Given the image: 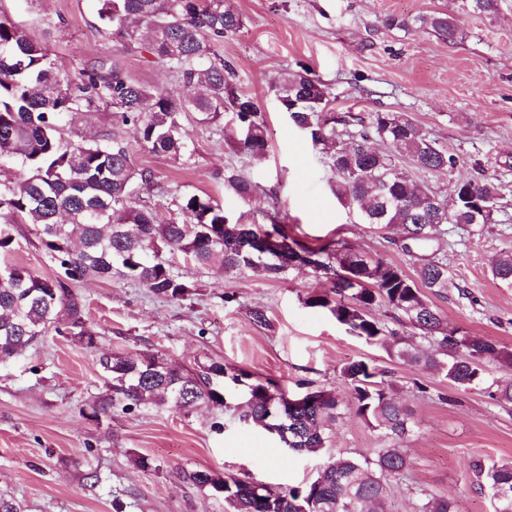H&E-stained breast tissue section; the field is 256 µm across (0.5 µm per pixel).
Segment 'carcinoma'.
Returning <instances> with one entry per match:
<instances>
[{
	"mask_svg": "<svg viewBox=\"0 0 512 512\" xmlns=\"http://www.w3.org/2000/svg\"><path fill=\"white\" fill-rule=\"evenodd\" d=\"M461 2L470 14L497 15V0ZM97 16L113 43L126 53L148 51L192 94L174 99L131 80L105 59L95 61L86 79L73 85L45 45L0 18V164L20 168L0 179V254L12 249V225L28 223L58 269L56 277L46 278L16 264L0 267V361L37 343L51 328L95 347L96 333L85 326L83 300L73 289L81 282L116 277L160 298L184 300L195 284L175 265L179 255L200 268L217 263L227 274L261 268L277 277L292 267L308 268L327 291L308 295L305 305L328 310L346 332L368 345L384 347L460 389L483 386L494 403L512 405V381L486 378L490 363L512 368V349L448 326L430 299L456 287L442 255L445 225L485 227L507 207L494 176L483 172L459 180L446 196L416 182L402 162L437 173L455 169L458 158L400 112L336 115L328 109L325 85L305 70L275 80L281 110L313 147L326 151L331 189L342 206L358 209L364 224L400 228L394 244L415 258L416 277L346 239L311 248L274 219L232 222L208 195L174 197L172 218L161 222L137 198V188L151 185L152 175L134 166L118 134L65 145L60 123L68 114L107 105L114 124L129 130L135 142L177 160L186 149L184 118L194 113L200 122L211 123L222 117L225 140L246 158H262L269 137L265 113L253 97L232 86L226 77L230 67L215 50L224 37L242 30L243 16L229 0H98ZM415 22L444 42L456 39V25L444 12ZM376 142L383 148H375ZM224 188L245 201L256 193L255 185L233 171L224 174ZM493 275L512 284V253L498 259ZM379 309L391 322L375 316ZM401 329L418 331L429 348L400 345ZM99 366L112 396L90 407L95 419L116 402L128 413L146 402L175 412L207 403L233 412L246 427L278 434L291 452L321 453L330 444L329 427L347 410L390 442L373 459L330 454L313 481L285 491L213 471L179 473L182 482L223 498L233 512H386L390 482L410 468L399 443L414 432L413 413L396 399L386 373L364 360L343 369L350 385L347 402L327 390H308L314 399L288 412L284 429L266 409L271 399L285 395L272 378L219 361L184 370L148 352L103 355ZM468 468L492 496L493 512H503L495 494L500 486L512 488V463L478 458L468 461ZM418 512L458 508L454 500L422 490Z\"/></svg>",
	"mask_w": 512,
	"mask_h": 512,
	"instance_id": "cac0c4a2",
	"label": "carcinoma"
}]
</instances>
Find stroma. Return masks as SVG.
Listing matches in <instances>:
<instances>
[{"mask_svg": "<svg viewBox=\"0 0 512 512\" xmlns=\"http://www.w3.org/2000/svg\"><path fill=\"white\" fill-rule=\"evenodd\" d=\"M230 2L244 27L217 52L233 67L236 85L267 112L268 151L249 160L227 146L220 124L186 121L180 160L130 143L134 165L152 174L141 197L162 220L170 216L172 198L185 193L211 196L233 219L263 224L274 213L307 244L343 238L414 273L413 260L391 243L398 230L378 234L343 207L331 191L323 153L280 112L275 79L310 68L334 110L403 113L458 156L452 172L418 171L415 180L444 195L457 180L481 171L500 180L508 206L494 224L482 231L448 225V270L456 287L433 302L449 325L512 348V285L492 275L498 257L512 252V0H499L494 20L468 15L461 0ZM432 11L454 18V42L413 26L414 17ZM0 16L46 45L70 82H81L90 64L108 58L134 80L177 98L185 94L149 53L113 45L102 32L95 0H0ZM391 17L410 25L388 26ZM111 128L112 110L100 106L64 122L61 137L76 143ZM231 168L256 184L252 200L225 190L224 173ZM13 235L7 262L55 276L32 225H14ZM181 271L198 288L179 302L118 278L77 284L97 347L51 331L0 362V494L15 498L23 512H227L222 499L184 484L177 471L211 470L278 489L316 477L323 455L289 452L277 436L240 426L220 407L184 414L146 404L131 413L113 408L101 420L89 417L90 405L108 392L99 357L142 352L161 354L183 369L220 360L278 379L292 396L310 382L344 401L349 387L342 368L359 359L374 364L388 371L417 422L405 443L411 466L391 483L387 512H416L420 488L455 499L461 512H493L488 492L465 462L512 461V407L350 336L326 309L305 305L306 295L322 288L310 270L272 278L256 269L235 275L185 263ZM255 306L266 309L270 327L251 322L248 311ZM331 434L334 450L355 457L375 456L387 445L380 431L351 412ZM140 455L152 460L153 469L135 466Z\"/></svg>", "mask_w": 512, "mask_h": 512, "instance_id": "obj_1", "label": "stroma"}]
</instances>
